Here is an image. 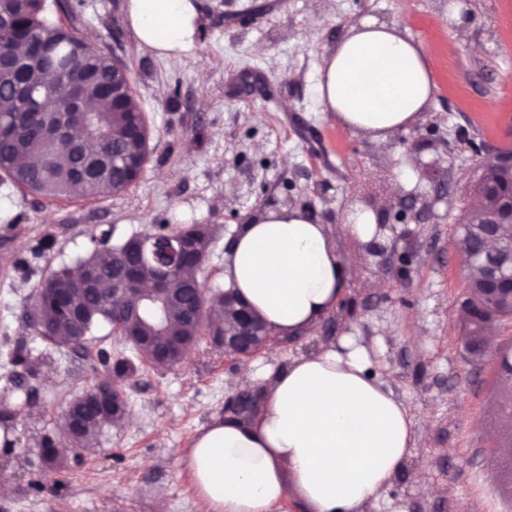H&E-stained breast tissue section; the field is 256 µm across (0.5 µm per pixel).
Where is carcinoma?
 <instances>
[{
    "label": "carcinoma",
    "instance_id": "carcinoma-1",
    "mask_svg": "<svg viewBox=\"0 0 512 512\" xmlns=\"http://www.w3.org/2000/svg\"><path fill=\"white\" fill-rule=\"evenodd\" d=\"M27 40L39 44L62 64L60 92L55 111L44 112L43 84L36 76L39 62L23 52L14 55L12 64L0 67V183L46 198L93 197L129 189L147 162L151 130L134 98L126 64L90 47L72 29L49 21L45 0H0V52ZM511 190L512 178L491 163L480 161L475 194L482 204L469 211L462 229L477 227L482 208L500 203ZM156 233L172 237L188 233L196 248L195 257L183 260L173 273V300L164 305L161 318L147 310L131 318L124 306L112 304L115 270L137 251L138 242L132 236L77 261V269L91 270L98 282L96 288L73 289L81 315L67 320L34 294L33 308L44 315V340L81 348L93 329L105 323L130 344L141 361L160 368L165 364L156 358L155 351L169 337L195 342L202 325L184 313L197 301L194 285L209 251V232L202 224H160ZM72 273L66 266L53 269L39 287L64 288ZM485 283L483 267L473 263L467 285L471 301L482 300ZM134 373L135 365L129 359L115 360L113 381L108 383L115 411L108 417L87 419L79 433L69 436L77 452L89 451L105 428L126 414L128 406L119 382ZM42 452L53 467L72 466V460L59 459L51 439L43 442Z\"/></svg>",
    "mask_w": 512,
    "mask_h": 512
}]
</instances>
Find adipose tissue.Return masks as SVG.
<instances>
[{"label": "adipose tissue", "instance_id": "obj_1", "mask_svg": "<svg viewBox=\"0 0 512 512\" xmlns=\"http://www.w3.org/2000/svg\"><path fill=\"white\" fill-rule=\"evenodd\" d=\"M126 14L147 52L178 59L197 47V0H127ZM435 74L420 41L366 16L324 55L315 91L337 123L384 148L428 111ZM390 204H352L344 232L371 244ZM351 274L330 225L283 204L250 213L224 256L225 285L279 335L330 315ZM371 366L366 347L348 333L285 365L274 352L260 364L243 362L242 375L261 385L259 411L213 421L187 455L210 512H276L291 491L307 512H366L410 456L416 426Z\"/></svg>", "mask_w": 512, "mask_h": 512}]
</instances>
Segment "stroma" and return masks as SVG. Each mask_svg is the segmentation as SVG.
Here are the masks:
<instances>
[{
    "label": "stroma",
    "mask_w": 512,
    "mask_h": 512,
    "mask_svg": "<svg viewBox=\"0 0 512 512\" xmlns=\"http://www.w3.org/2000/svg\"><path fill=\"white\" fill-rule=\"evenodd\" d=\"M451 0H198V49L180 59L143 51L125 0H46V17L90 36L127 63L150 127V155L125 192L52 200L0 184V426L14 434L0 458V512H208L186 454L199 429L224 414L247 383L240 362L201 334L172 367L125 380L131 421L109 427L85 464L61 473L38 465L52 436L69 447L70 400L102 378L99 352L130 356L109 326L86 350L43 341L28 323L37 285L134 234L186 222L212 242L200 280L224 286V247L247 214L286 204L337 227L336 249L353 269L335 311L315 329L271 342L282 361L321 341L358 336L377 372L417 427L411 454L371 512H512V414L503 410L499 362L512 321L495 327L482 360L464 348L459 317L468 270L459 227L474 199L476 168L490 148H512V0H466L464 41L448 24ZM365 15L394 23L437 62V92L422 120L387 148L340 126L316 100L325 53ZM413 177H406V170ZM388 196L375 244L341 232L355 201ZM427 468H420V460Z\"/></svg>",
    "instance_id": "1"
}]
</instances>
